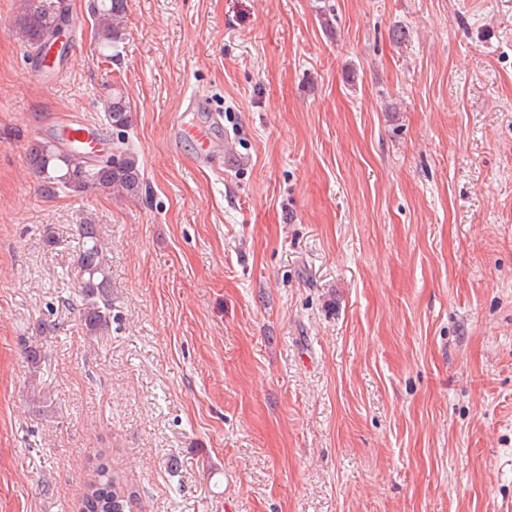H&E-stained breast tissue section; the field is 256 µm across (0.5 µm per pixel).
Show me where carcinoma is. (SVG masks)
<instances>
[{
    "label": "carcinoma",
    "instance_id": "carcinoma-1",
    "mask_svg": "<svg viewBox=\"0 0 512 512\" xmlns=\"http://www.w3.org/2000/svg\"><path fill=\"white\" fill-rule=\"evenodd\" d=\"M17 25L24 40L43 50L51 31L65 9L60 0H23ZM89 16L93 20L95 40L109 50L122 39L127 0H91ZM105 120L122 136L131 125V104L125 94L112 90L106 100ZM29 164L41 178L47 191L120 190L138 197L143 173L138 156L120 146L117 154L105 161L82 160L62 149L55 140H35L28 150ZM83 245L77 259L81 273L79 304L83 325L94 335L112 320L110 277L103 242L94 224H82ZM134 492L128 489L122 473L114 470L103 449L88 460L84 495L77 512H131Z\"/></svg>",
    "mask_w": 512,
    "mask_h": 512
}]
</instances>
